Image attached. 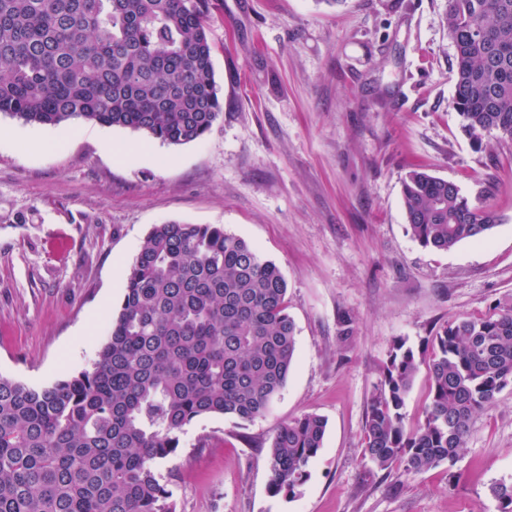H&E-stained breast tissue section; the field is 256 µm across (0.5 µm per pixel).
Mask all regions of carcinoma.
Wrapping results in <instances>:
<instances>
[{"instance_id":"carcinoma-1","label":"carcinoma","mask_w":512,"mask_h":512,"mask_svg":"<svg viewBox=\"0 0 512 512\" xmlns=\"http://www.w3.org/2000/svg\"><path fill=\"white\" fill-rule=\"evenodd\" d=\"M213 0H0V114L26 124L94 122L168 145L201 139L223 113L209 37ZM453 104L477 141L512 142V0H448ZM408 231L450 251L497 226L490 207L421 170L403 184ZM287 282L275 263L220 224H156L91 368L50 386L0 375V512H176L157 466L204 415L253 420L296 358ZM423 421L404 428L421 365ZM512 387V302L439 329L415 350L399 340L366 413L379 470L453 466L473 417ZM327 421L303 414L269 449L270 490L296 495ZM512 512V482L491 486Z\"/></svg>"}]
</instances>
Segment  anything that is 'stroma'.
I'll list each match as a JSON object with an SVG mask.
<instances>
[{
	"label": "stroma",
	"mask_w": 512,
	"mask_h": 512,
	"mask_svg": "<svg viewBox=\"0 0 512 512\" xmlns=\"http://www.w3.org/2000/svg\"><path fill=\"white\" fill-rule=\"evenodd\" d=\"M448 0H216L224 112L168 146L96 123L0 114V375L45 386L90 368L153 225L220 224L281 270L297 360L270 410L187 425L158 471L176 512H497L512 482V389L475 415L454 466L404 478L364 456L393 344L512 299V144L473 141L453 106ZM499 223L450 251L407 230L413 169ZM352 331L342 336L341 322ZM322 415L295 497L269 489L278 428Z\"/></svg>",
	"instance_id": "obj_1"
}]
</instances>
